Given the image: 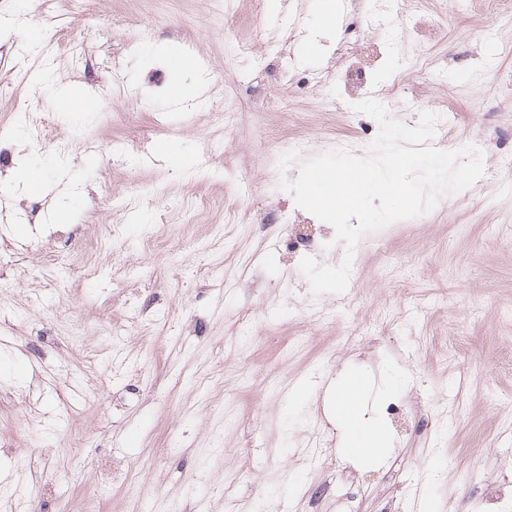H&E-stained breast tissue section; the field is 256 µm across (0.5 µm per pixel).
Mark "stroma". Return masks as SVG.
<instances>
[{
    "instance_id": "1",
    "label": "stroma",
    "mask_w": 512,
    "mask_h": 512,
    "mask_svg": "<svg viewBox=\"0 0 512 512\" xmlns=\"http://www.w3.org/2000/svg\"><path fill=\"white\" fill-rule=\"evenodd\" d=\"M218 7L0 0V512H383L412 487L416 512H472L512 467V0H362L353 40L349 12L320 25L319 0ZM73 90L83 111L57 103ZM228 96L227 128L207 115ZM368 98L411 127L449 110L430 146L483 144L484 172L363 237L345 295L316 296L293 242L332 266L344 248L269 185L272 151L365 155ZM204 204L234 223L194 221ZM341 374L366 381L363 417L387 437L374 457L347 454L328 411ZM391 401L417 423L395 428ZM319 430L320 461L295 467ZM330 480L351 504L312 500Z\"/></svg>"
}]
</instances>
